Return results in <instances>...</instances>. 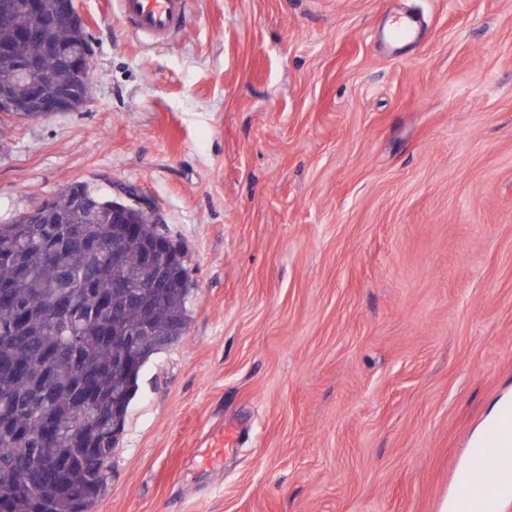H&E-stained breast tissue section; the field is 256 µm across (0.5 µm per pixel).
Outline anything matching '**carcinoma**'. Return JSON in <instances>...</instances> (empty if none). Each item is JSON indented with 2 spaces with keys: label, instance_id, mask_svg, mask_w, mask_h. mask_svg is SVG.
Here are the masks:
<instances>
[{
  "label": "carcinoma",
  "instance_id": "cac0c4a2",
  "mask_svg": "<svg viewBox=\"0 0 512 512\" xmlns=\"http://www.w3.org/2000/svg\"><path fill=\"white\" fill-rule=\"evenodd\" d=\"M39 16L0 22V92L17 95L12 61L37 57L49 85H77L49 49L72 44L84 30L48 21L60 0H42ZM32 36L20 41L15 27ZM155 224L129 233L112 223V199L85 182L53 197L40 220L0 224V509L6 512H91L106 492L112 455L124 430L141 369L165 344L129 333L149 319L162 332L184 335L193 287L156 288L148 304L114 288L124 278L152 283L187 271L182 260L161 272L141 261ZM120 310L117 317L112 309ZM32 457L65 458L62 473L31 476L17 490L19 467Z\"/></svg>",
  "mask_w": 512,
  "mask_h": 512
}]
</instances>
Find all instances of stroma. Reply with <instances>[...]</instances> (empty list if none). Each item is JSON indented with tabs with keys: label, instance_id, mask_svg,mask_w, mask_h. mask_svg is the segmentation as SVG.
I'll use <instances>...</instances> for the list:
<instances>
[{
	"label": "stroma",
	"instance_id": "stroma-1",
	"mask_svg": "<svg viewBox=\"0 0 512 512\" xmlns=\"http://www.w3.org/2000/svg\"><path fill=\"white\" fill-rule=\"evenodd\" d=\"M76 5L90 101L0 122V224L131 185L194 284L94 512H442L512 397V0ZM121 16L137 31L162 36L181 28L185 0H117Z\"/></svg>",
	"mask_w": 512,
	"mask_h": 512
}]
</instances>
